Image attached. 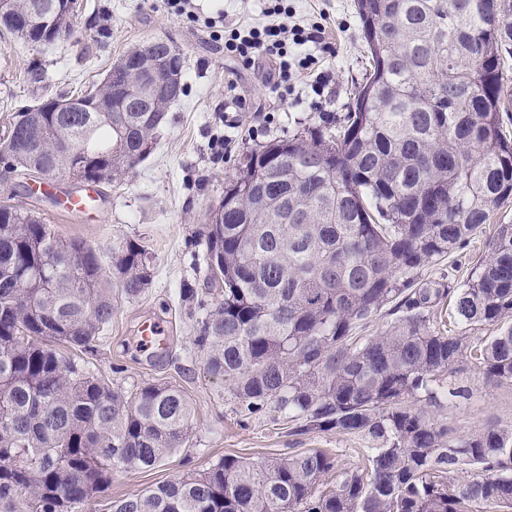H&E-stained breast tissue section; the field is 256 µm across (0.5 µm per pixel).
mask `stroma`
I'll list each match as a JSON object with an SVG mask.
<instances>
[{"label": "stroma", "mask_w": 512, "mask_h": 512, "mask_svg": "<svg viewBox=\"0 0 512 512\" xmlns=\"http://www.w3.org/2000/svg\"><path fill=\"white\" fill-rule=\"evenodd\" d=\"M82 2L70 35L52 46L0 38V138L7 136L19 109L49 97L80 95L100 83L129 48L155 38L168 39L182 51L187 94L172 106L151 155L104 188L99 213L56 215L35 179L13 174H0V201L39 212L56 233L86 240L104 258L129 240L149 249L150 285L136 299L118 300L88 368L123 390L145 381L176 386L191 402L192 421L184 448L154 469L114 472L111 486L76 512H112L113 501L207 468L227 454L256 462L291 448L334 449L342 468L355 466L360 439L331 432L292 437L286 420L267 414L241 421L232 393L222 378L208 373L207 352L195 338L201 318L219 301L208 284L205 226L210 209L224 197L225 181L251 150L316 123L319 115L347 112L355 87L366 78L356 0H288L296 19L326 26L335 53L323 67L319 89L299 82L284 100L271 92L265 70L225 54L223 41L206 26L210 20H262L264 0H191V15L181 17L168 12L163 0ZM99 25L107 28V36L97 35ZM269 112L274 115L270 123L264 120ZM224 134L233 139L227 154L213 146L214 138ZM502 224H512V200L465 249L427 267L423 279L462 284ZM185 288L196 289L204 307L182 302ZM154 317L169 330L167 354L158 362L137 347L140 323ZM446 380L467 387L470 395L452 402L440 398L428 409L434 423L458 436L488 427L512 428V383H490L466 360L455 363Z\"/></svg>", "instance_id": "35a3bbf8"}]
</instances>
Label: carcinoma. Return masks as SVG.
<instances>
[{"label": "carcinoma", "instance_id": "1", "mask_svg": "<svg viewBox=\"0 0 512 512\" xmlns=\"http://www.w3.org/2000/svg\"><path fill=\"white\" fill-rule=\"evenodd\" d=\"M0 31L37 47L70 32L78 0H10ZM370 71L343 117L245 155L206 227L210 283L224 290L196 344L231 387L241 416L273 412L292 436L334 432L370 444L338 471L337 454L292 448L210 467L112 503V512H512V429L455 437L415 403L437 401L461 359L512 382V224L456 287L420 282L464 248L512 197V141L502 132L512 0H357ZM162 39L128 51L133 67ZM102 81L73 112H17L8 173L59 174L83 161L62 129L118 176L156 145L179 95L149 102ZM106 96L112 111L94 112ZM151 256L129 240L103 266L39 213L0 204V512H74L112 472L152 469L184 447V392L144 382L114 389L54 347L92 352L120 297L150 284ZM449 298L448 319L436 301ZM385 330L357 336L381 311ZM335 488H317L332 473Z\"/></svg>", "mask_w": 512, "mask_h": 512}]
</instances>
